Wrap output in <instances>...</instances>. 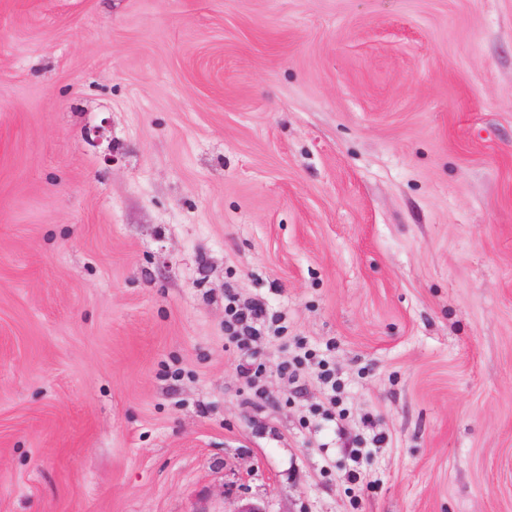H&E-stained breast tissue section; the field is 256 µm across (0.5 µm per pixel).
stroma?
<instances>
[{
  "label": "stroma",
  "instance_id": "obj_1",
  "mask_svg": "<svg viewBox=\"0 0 512 512\" xmlns=\"http://www.w3.org/2000/svg\"><path fill=\"white\" fill-rule=\"evenodd\" d=\"M246 503L512 512V0H0V512ZM227 319L224 327L241 349L248 348L263 333L262 325L265 311L262 305L255 303L249 308H239L233 296L225 297Z\"/></svg>",
  "mask_w": 512,
  "mask_h": 512
}]
</instances>
